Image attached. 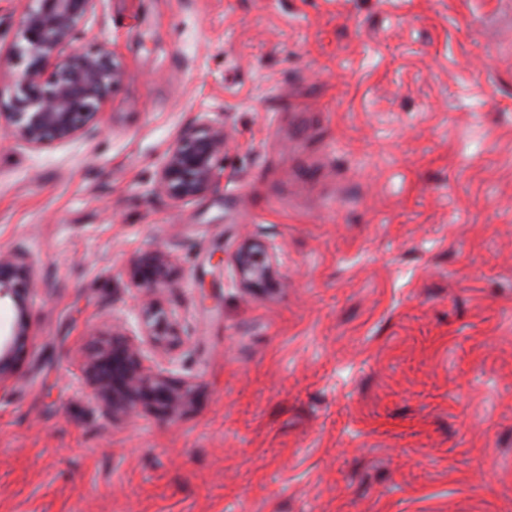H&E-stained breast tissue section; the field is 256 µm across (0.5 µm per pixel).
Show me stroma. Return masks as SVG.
Masks as SVG:
<instances>
[{"label": "stroma", "mask_w": 512, "mask_h": 512, "mask_svg": "<svg viewBox=\"0 0 512 512\" xmlns=\"http://www.w3.org/2000/svg\"><path fill=\"white\" fill-rule=\"evenodd\" d=\"M26 0H0V101ZM124 77L95 132L0 130V249L39 287L0 389V512H512V0H95ZM201 112L224 180L156 162ZM248 240L277 282L246 289ZM183 338L177 417L116 418L82 354L142 251ZM201 112L192 126L181 130L161 154L153 192L175 206L212 191L223 176L226 129L224 120Z\"/></svg>", "instance_id": "35a3bbf8"}]
</instances>
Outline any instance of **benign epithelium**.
I'll return each instance as SVG.
<instances>
[{
  "label": "benign epithelium",
  "instance_id": "obj_1",
  "mask_svg": "<svg viewBox=\"0 0 512 512\" xmlns=\"http://www.w3.org/2000/svg\"><path fill=\"white\" fill-rule=\"evenodd\" d=\"M20 20L21 37L13 55L25 62L16 76L17 93L10 111H0V127L32 149L66 143L93 132L99 108L123 79L113 48L96 42L76 49L89 38L84 20L94 0H28ZM224 120L201 112L161 154L153 192L175 206L212 191L223 176ZM234 262L247 288H270L275 269L266 248L246 242ZM131 283L143 297L139 314L112 330V342L91 352L87 375L96 396L112 405V414L133 416L161 409L178 415L193 399L188 377L172 374L173 365L156 362L182 344L176 318L157 303V295L177 285L176 261L162 249L138 254ZM34 288L31 266L17 251L0 250V303L10 305L12 318L0 326V388L17 373L31 336L28 300Z\"/></svg>",
  "mask_w": 512,
  "mask_h": 512
}]
</instances>
